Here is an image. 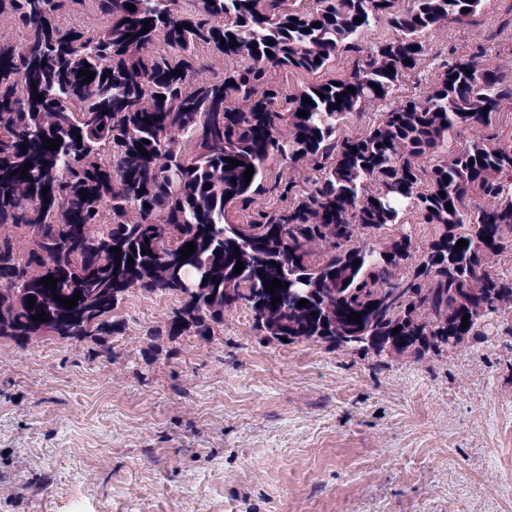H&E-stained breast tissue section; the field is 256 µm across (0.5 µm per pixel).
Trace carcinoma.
<instances>
[{
	"mask_svg": "<svg viewBox=\"0 0 512 512\" xmlns=\"http://www.w3.org/2000/svg\"><path fill=\"white\" fill-rule=\"evenodd\" d=\"M92 2L107 23L90 33L64 22L85 0H0V21L26 34L21 45L0 36V338L26 347L47 329L90 340L94 355L110 360L112 337L127 325L109 316L142 291L183 296L168 336L208 340L243 304L269 341L420 360L482 335L486 321L512 309V278L490 273L493 259L512 252V139L487 133L496 113L512 108V76L487 60V43L512 31V4L428 90L363 132L341 135L349 116L425 67L430 33L473 23L486 0H312L308 8L200 0L187 13L176 10L178 0ZM380 23L387 34L364 50L363 37ZM200 44L229 62L223 81L210 78L195 53ZM342 53L350 57L344 77L275 110L270 70L316 73ZM84 69L95 77L83 84ZM461 127L478 135L438 161L430 189L418 191L419 161L441 153ZM187 137L190 157L181 154ZM45 139L61 140L59 149H44ZM272 154L288 164V179L271 186L285 205L256 211L242 228L232 209L251 207ZM228 158L239 164L227 168ZM307 167L319 177L301 192L294 174ZM473 195L485 202L474 213L465 207ZM407 212L438 229L419 259L408 236L380 247L363 241ZM460 239L468 245L457 251ZM189 242L196 250L184 258ZM203 266L212 273L192 290L153 275L174 267L191 279ZM46 276L56 288L41 284ZM275 279L285 287L271 294L264 283ZM78 292L71 309L54 299ZM42 311L48 319L33 320ZM352 312L361 322L349 321Z\"/></svg>",
	"mask_w": 512,
	"mask_h": 512,
	"instance_id": "obj_1",
	"label": "carcinoma"
}]
</instances>
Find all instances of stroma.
<instances>
[{"label":"stroma","mask_w":512,"mask_h":512,"mask_svg":"<svg viewBox=\"0 0 512 512\" xmlns=\"http://www.w3.org/2000/svg\"><path fill=\"white\" fill-rule=\"evenodd\" d=\"M451 24L431 55L493 24ZM323 71L272 69L286 111ZM176 294L131 292L112 360L0 339V512H512V313L422 360L268 343L237 307L169 339Z\"/></svg>","instance_id":"obj_1"}]
</instances>
